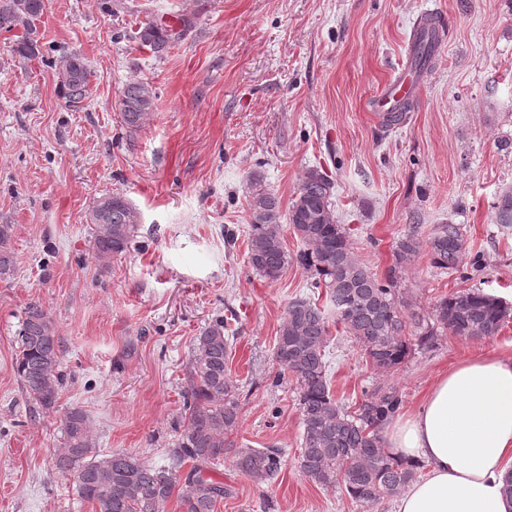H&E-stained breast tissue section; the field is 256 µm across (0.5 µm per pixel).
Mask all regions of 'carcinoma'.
I'll return each instance as SVG.
<instances>
[{
  "instance_id": "obj_1",
  "label": "carcinoma",
  "mask_w": 512,
  "mask_h": 512,
  "mask_svg": "<svg viewBox=\"0 0 512 512\" xmlns=\"http://www.w3.org/2000/svg\"><path fill=\"white\" fill-rule=\"evenodd\" d=\"M48 0H0V33L17 28L23 35L13 51L22 59L40 54L35 39L38 20ZM171 29L153 20L137 32L140 44L161 56L179 42L183 30ZM439 29L431 17L422 19L415 35V62H428ZM58 93L66 106L77 110L92 93V72L76 53L55 60ZM154 93L141 80H130L121 90L122 122L139 130L153 110ZM249 262L261 275L275 279L288 265L297 262L314 272L316 285L324 286L336 308V323L353 338L367 362L390 373L405 361L412 346L430 347L437 329L462 338L495 335L512 310L498 297L479 291L459 292L442 298L435 306L433 325L410 336L409 316L397 293V270L420 248L416 234L400 239L394 249V264L381 282L376 273L357 260L349 236L331 212L332 182L317 170L302 180L288 209V224L306 249L293 256L282 241L280 201L263 179H250ZM496 223L512 227V185L503 187L495 202ZM90 223L96 226L93 256L107 268L112 256L129 249L137 236L139 212L122 194H105L91 209ZM14 225L0 224V280L11 278L17 258L11 247ZM433 264L455 269L466 245L457 224H438L430 238ZM328 320L324 312L306 298L288 304L279 330L274 358L296 379L302 416L299 464L302 474L320 486L340 484L357 503L370 506L398 493L412 482L417 467L405 466L385 448L381 430L402 405L393 386H376L354 410L340 404L330 391L325 360ZM15 371L28 398L37 408L56 407L64 383L61 370L63 345L52 316L40 305L27 306L17 330ZM231 349L229 319L216 317L193 341L191 348V391L185 403L183 429L170 463L157 467L137 456L115 451L102 458L89 435L87 418L76 408L63 419L64 446L54 465L63 476L74 478L77 496L95 504L98 512H165L176 499L180 512H215L216 503L232 494L209 471L233 450L236 469L257 483L276 476L282 467L278 448H236L229 436L240 421L238 387L230 377L227 362ZM192 467L185 477L179 471L185 462Z\"/></svg>"
}]
</instances>
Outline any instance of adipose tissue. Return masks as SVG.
I'll list each match as a JSON object with an SVG mask.
<instances>
[{
	"mask_svg": "<svg viewBox=\"0 0 512 512\" xmlns=\"http://www.w3.org/2000/svg\"><path fill=\"white\" fill-rule=\"evenodd\" d=\"M385 446L421 463L396 512H512V359L467 358L441 374L415 412L390 420Z\"/></svg>",
	"mask_w": 512,
	"mask_h": 512,
	"instance_id": "obj_1",
	"label": "adipose tissue"
}]
</instances>
